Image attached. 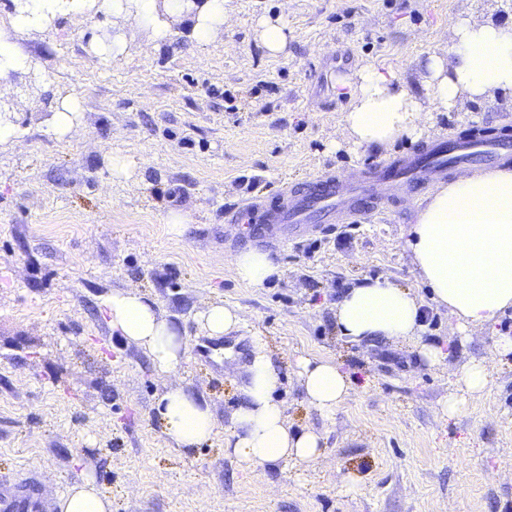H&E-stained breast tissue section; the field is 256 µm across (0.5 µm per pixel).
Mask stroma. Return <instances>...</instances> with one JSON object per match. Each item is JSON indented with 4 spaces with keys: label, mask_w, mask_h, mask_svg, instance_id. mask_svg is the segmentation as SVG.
I'll return each mask as SVG.
<instances>
[{
    "label": "stroma",
    "mask_w": 512,
    "mask_h": 512,
    "mask_svg": "<svg viewBox=\"0 0 512 512\" xmlns=\"http://www.w3.org/2000/svg\"><path fill=\"white\" fill-rule=\"evenodd\" d=\"M225 9L223 42L179 34L157 48L130 22L127 51L110 63L89 48L111 33L108 15L14 37L39 81L31 92L16 85L22 143L0 147V476L39 463L48 497L90 478L112 512H512V357L493 346L494 332L512 333V312L462 333L431 301L405 248L427 190L359 215L350 236L271 249L281 273L262 288L235 279L229 255L256 242L224 218L283 181L301 191L323 172L346 175L469 128L512 132V95L499 94L424 113L419 140L358 147L341 136L350 98L336 87L338 75L373 64L423 95L419 64L445 47L456 20L512 22V0H227ZM282 13L288 52L273 56L255 24ZM67 95L82 102L80 133L60 140L48 126ZM117 153L134 161L130 179L113 177ZM173 211L188 218L179 235L165 222ZM377 276L422 297V336L448 349L442 364L408 343L339 337L337 301ZM131 289L186 331L177 377L159 376L104 316L103 297ZM214 301L243 319L219 339L230 363L199 352L208 337L196 316ZM256 336L276 357L290 427L317 432L322 459L250 472L226 455ZM302 357L333 360L353 378L332 417L307 405ZM474 358L491 361V385L442 418L440 401ZM171 384L209 402L210 442L170 444L154 405Z\"/></svg>",
    "instance_id": "1"
}]
</instances>
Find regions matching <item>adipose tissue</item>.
<instances>
[{"label": "adipose tissue", "mask_w": 512, "mask_h": 512, "mask_svg": "<svg viewBox=\"0 0 512 512\" xmlns=\"http://www.w3.org/2000/svg\"><path fill=\"white\" fill-rule=\"evenodd\" d=\"M225 0H12L0 18V96L11 90L14 74L25 72L28 59L14 36L42 29L58 17L82 22L108 13L116 18L109 41H95V52L108 60L125 53L122 23L147 29L155 44L166 43L175 25L200 43L223 40L229 17ZM424 97H417L395 70L367 66L336 79L348 90L351 105L343 132L356 145L385 146L401 136L421 137L423 110L451 112L467 101L512 93V23L460 18L448 44L420 64ZM406 249L431 299L455 318L459 330L491 327L512 309V164L456 175L440 184L417 209ZM229 265L236 280L254 288L278 274L269 253L247 248ZM102 305L113 330L143 349L162 376L177 373L189 350L178 325L165 318L156 301L136 290L116 291ZM422 301L411 289L389 279L367 278L348 288L336 304V325L346 340L374 346L410 342L419 357L435 365L445 353L420 335ZM299 376L310 407L331 416L349 394L351 380L336 362L303 358ZM246 381L233 413L224 448L245 469L290 460L315 461L323 455L320 436L291 429L277 396L278 374L261 337L244 366ZM493 370L483 359L471 360L458 375L455 389L441 405L443 416L458 414L468 399L482 395ZM156 412L169 440L179 448L210 441L216 422L210 404L188 387L166 388ZM60 512H112V502L93 481L73 485L59 500Z\"/></svg>", "instance_id": "1"}]
</instances>
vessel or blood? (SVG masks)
<instances>
[{
	"mask_svg": "<svg viewBox=\"0 0 512 512\" xmlns=\"http://www.w3.org/2000/svg\"><path fill=\"white\" fill-rule=\"evenodd\" d=\"M499 149L494 138L461 141L451 137L413 154L381 161L347 181L328 173L313 179L304 192L280 189L269 200L247 203L244 213L249 223L260 225L263 244L285 245L328 233L345 223L355 213L353 199L373 187L395 189L407 182L432 183L445 177L454 156L492 160ZM38 474V465L32 463L13 475L0 476V512H57L56 500L43 497Z\"/></svg>",
	"mask_w": 512,
	"mask_h": 512,
	"instance_id": "b4317fda",
	"label": "vessel or blood"
}]
</instances>
